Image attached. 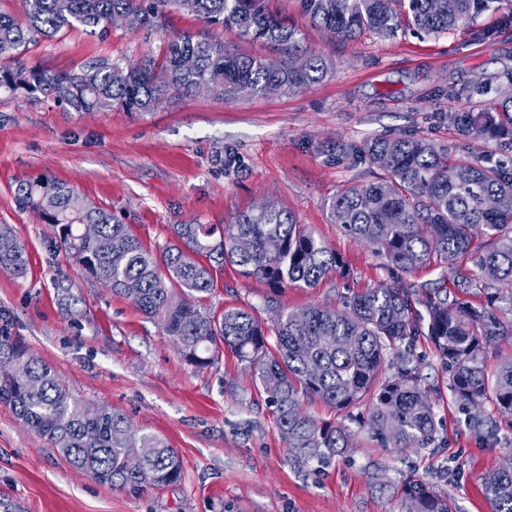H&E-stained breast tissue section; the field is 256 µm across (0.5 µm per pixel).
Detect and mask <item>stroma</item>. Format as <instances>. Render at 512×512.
<instances>
[{
	"label": "stroma",
	"instance_id": "35a3bbf8",
	"mask_svg": "<svg viewBox=\"0 0 512 512\" xmlns=\"http://www.w3.org/2000/svg\"><path fill=\"white\" fill-rule=\"evenodd\" d=\"M299 26L305 45L331 58L335 71L295 94L196 92L167 97L141 116L80 114L0 91V224L28 258L25 276L0 271V331L84 401L125 414L137 433L164 439L183 465L181 483L161 489L101 484L74 471L0 404V496L18 500L25 512H405L401 486L409 479L432 486L453 512H490L482 481L512 462V435L485 445L470 432L427 340L416 352L439 422L438 449L382 447L367 428L316 401L308 413L347 425L351 446L324 466H299L247 362L227 349L214 365L195 369L154 320L100 288L53 228L16 201L21 181L48 176L67 183L153 253L172 241V225L228 224L274 202L335 249L347 273L314 288L275 290L224 265L204 306L245 309L268 327L279 312L312 304L339 309L383 283L441 284L438 265L408 273L389 268L332 222V197L346 184L375 180L376 172L319 148L359 146L376 135L422 136L511 163V145L462 139L451 115L490 111L512 90L501 80L512 72V0H496L470 22L435 35L404 27L346 42L307 21ZM167 30L210 35L244 54L286 57L175 10L166 30L116 27L102 39L73 29L30 47L21 63L68 71L101 58L132 62L155 51Z\"/></svg>",
	"mask_w": 512,
	"mask_h": 512
}]
</instances>
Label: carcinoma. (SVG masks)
Returning a JSON list of instances; mask_svg holds the SVG:
<instances>
[{
    "mask_svg": "<svg viewBox=\"0 0 512 512\" xmlns=\"http://www.w3.org/2000/svg\"><path fill=\"white\" fill-rule=\"evenodd\" d=\"M24 16L0 12V90L28 100L42 97L83 112L146 114L169 95H190L206 85L231 96L245 85L265 94L277 82L298 93L333 74L321 53L301 46V31L270 0H23ZM311 25L343 41L367 32L391 35L412 27L446 32L497 0H296ZM186 10L210 26L235 29L301 56L304 68L281 63L271 70L261 56L245 55L223 42L185 34L164 35L157 53L135 64L109 59L77 71L27 68L20 55L29 45L77 25L100 37L115 13L132 16L133 28H162L172 10ZM462 139L512 141V98L492 112H456ZM357 157L379 171L377 180L349 184L330 204L333 223L402 272L436 262L448 271L454 294L440 287L380 285L358 294L346 309L311 305L281 312L273 328L243 309L212 312L201 303L213 287L214 266L229 262L272 288H313L346 270L334 249L288 211L264 202L231 224H173L174 243L156 256L144 249L112 213L90 204L74 188L48 178L16 187L21 204L56 225L59 242L92 278L131 300L156 321L190 365L206 368L226 347L253 369L275 407L280 429L291 437L289 451L305 465L319 466L349 448L350 432L320 423L303 409L319 400L367 423L386 448L422 450L435 444L437 421L422 387L418 338L433 345L448 372V388L466 425L486 442L512 433V357L489 369L486 347L512 337V167L448 149L424 137H375L359 147L324 148ZM486 195L499 209L482 206ZM82 224H96L99 239L83 240ZM253 243L241 254L236 241ZM0 269L22 277L25 249L8 227L0 232ZM494 289L484 304L473 290ZM275 336L267 340L268 333ZM56 448L76 471L111 486L162 488L182 480V461L161 438L136 437L127 416L112 409L92 421L76 396L38 356L0 334V404ZM492 410H485V404ZM153 448L149 459L137 448ZM492 512H512V468L484 480ZM406 512H452L448 499L422 482L402 488Z\"/></svg>",
    "mask_w": 512,
    "mask_h": 512,
    "instance_id": "1",
    "label": "carcinoma"
}]
</instances>
